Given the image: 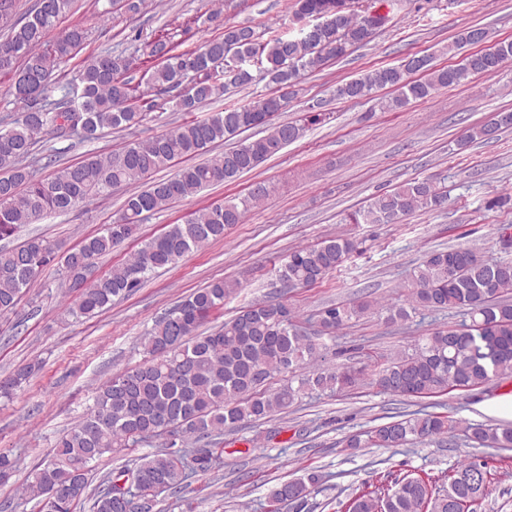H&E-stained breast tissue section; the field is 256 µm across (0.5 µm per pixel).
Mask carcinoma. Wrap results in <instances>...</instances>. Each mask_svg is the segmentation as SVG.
Returning <instances> with one entry per match:
<instances>
[{
	"instance_id": "carcinoma-1",
	"label": "carcinoma",
	"mask_w": 512,
	"mask_h": 512,
	"mask_svg": "<svg viewBox=\"0 0 512 512\" xmlns=\"http://www.w3.org/2000/svg\"><path fill=\"white\" fill-rule=\"evenodd\" d=\"M295 0L293 16L322 26L310 40L301 31L272 33L264 39L254 27L228 25L221 35L200 48L181 50L174 35L163 33L149 44L153 65L135 84L129 72L133 59L101 51L85 58L66 82L53 80L56 72L85 48L88 30L73 24L59 36L50 32L70 12L72 0H38L21 20L8 19L13 0H0V20L7 33L0 41V71L14 74L11 102L18 113L10 127L0 128V240L12 237L22 224L45 214H63L90 197L105 198L112 189H130L123 212L94 235L67 251L49 238L35 236L10 250L0 251V315L13 311L31 282L57 263L67 288H81L66 309L75 320L91 318L109 309L159 269L176 264L186 254L224 237L267 196L259 186L250 193L195 212L182 223L170 224L159 236L143 241L134 255L98 281L86 280L94 260L134 238L143 215L192 196L204 187L233 182L256 169L289 144L301 139L308 126L323 120L309 112L294 122L272 123L288 107L279 90L296 88L301 74L322 69L346 55V50L367 44L368 13L391 9L394 0ZM512 59V40L499 42L495 58L477 55L472 62L433 68L414 79L407 65L381 67L336 84L338 99L376 101L383 111H397L412 100L431 96L440 88L458 86L481 73L490 76ZM268 80L273 90L257 94L244 105L229 104L205 119H193L146 141H129L109 153L92 152L80 162L56 167L39 177L31 159L40 139L78 137L93 142L105 129L126 130L139 125L148 113L162 108L158 95L170 94L175 107L191 114L207 102L256 80ZM265 126L267 133L245 140L223 154L201 163L192 159L210 145L242 130ZM512 128V113L494 124L471 127L465 141L487 140L499 130ZM179 164L174 176L141 189L152 173ZM447 201L438 179L406 182L349 214L354 224H390L415 210H433ZM356 249L342 235L296 248L278 269L279 280L290 288L314 285L336 271ZM408 307L393 310L390 318L405 319L413 311L458 308L470 317L461 328L441 330L416 342L376 373L384 391L408 398L471 390L493 378L512 377V262L484 259L467 247L437 249L414 268L408 285ZM233 286L219 279L188 295L155 321L143 336L147 354L141 364L113 376L96 388L89 411L55 441L51 458L37 466L25 484L24 496L45 512H124L117 507V481L133 480L138 496L150 499L152 512L158 497L174 493L189 480L221 464L224 429L282 413L302 392L343 390L358 384L362 372L352 366L335 371L318 367L323 343L371 304H332L319 315L320 335L305 336L296 325V312L282 304L266 309L251 305L220 329L199 328L224 308ZM36 364H27L0 380V398L10 400L24 388ZM302 371L298 386L287 382L266 392L261 386L277 374ZM463 430L482 447L512 448V426L467 424L452 416L418 412L407 414L351 435L348 448H398L434 440L454 443ZM161 436L169 447L144 454L118 474L108 473L95 488L91 476L105 455L128 451ZM205 440L207 447L187 448ZM182 448H176L177 443ZM486 464L463 461L448 475V486L434 491L422 478L405 476L385 496L373 492L353 496L347 512H453L466 499L483 500L492 494V481L482 472ZM62 481L78 485L81 493L47 506L50 490ZM314 475L276 486L272 500L292 501L304 507Z\"/></svg>"
}]
</instances>
